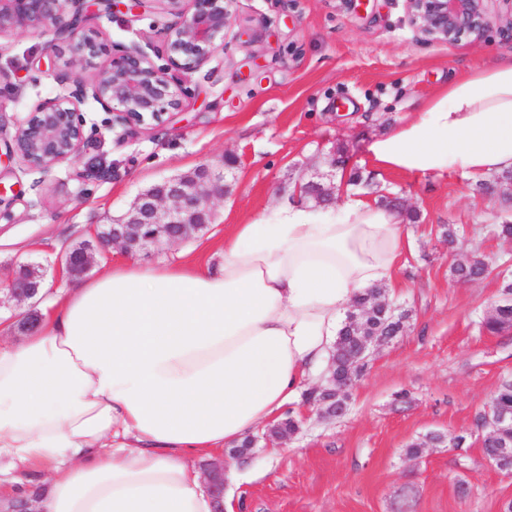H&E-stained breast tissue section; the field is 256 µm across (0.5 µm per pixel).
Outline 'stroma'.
<instances>
[{
  "mask_svg": "<svg viewBox=\"0 0 512 512\" xmlns=\"http://www.w3.org/2000/svg\"><path fill=\"white\" fill-rule=\"evenodd\" d=\"M156 10L101 19L111 52L143 48L166 64L165 27ZM58 45L53 27L0 40V128L12 133L61 86L38 70ZM512 59L497 28L454 45L429 42L409 27L404 0H235L223 51L191 73L173 71L183 109L159 127L112 130L113 114L83 108L86 143L50 171L19 159L0 162V277L20 262L55 259L121 218L143 190L203 164L224 169V198L198 237L137 255L157 264L210 258L230 225L271 212L314 172L361 175V197H402L409 234L405 261L387 298L408 314L403 333L375 350L350 389L348 410L331 418L296 401L290 440L259 441L237 459L242 481L226 483L224 512H503L512 474L483 454L475 420L502 380L512 378V329L491 335L483 322L512 281V185L479 189L478 178L386 172L370 143L390 132L448 82L478 66ZM452 224L466 251L491 274L453 279L441 227ZM466 434L463 447L433 443L417 459L405 450L426 435Z\"/></svg>",
  "mask_w": 512,
  "mask_h": 512,
  "instance_id": "1",
  "label": "stroma"
}]
</instances>
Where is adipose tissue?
Masks as SVG:
<instances>
[{
  "label": "adipose tissue",
  "mask_w": 512,
  "mask_h": 512,
  "mask_svg": "<svg viewBox=\"0 0 512 512\" xmlns=\"http://www.w3.org/2000/svg\"><path fill=\"white\" fill-rule=\"evenodd\" d=\"M384 170L512 169V59L449 82L375 139ZM397 210L346 193L232 225L223 260L118 263L50 298L0 348V505L39 512H215L191 461L239 445L318 383L356 297L392 285ZM44 479L28 487L23 470Z\"/></svg>",
  "instance_id": "ef3b65f1"
}]
</instances>
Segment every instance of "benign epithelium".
Instances as JSON below:
<instances>
[{
    "instance_id": "7a95c632",
    "label": "benign epithelium",
    "mask_w": 512,
    "mask_h": 512,
    "mask_svg": "<svg viewBox=\"0 0 512 512\" xmlns=\"http://www.w3.org/2000/svg\"><path fill=\"white\" fill-rule=\"evenodd\" d=\"M79 0H0V39L27 28L40 30L55 26L57 40L69 46L73 59L96 57L104 50L102 32L89 21L112 15L116 0H87L88 14L73 9ZM162 11L177 16L166 27V51L169 65L191 72L206 64L224 48L226 29L232 15L233 0H159ZM409 26L427 41L453 45L497 25L500 33L512 38V10L494 16L489 0H405ZM57 79L73 81L74 89L39 102L26 117L17 121L5 143L6 157L18 158L29 168L48 171L77 157L84 146L85 123L81 105L92 97L112 110L113 123L159 126L183 107L179 85L164 70L155 67L140 48L111 56L91 84L86 85L70 74ZM310 180L303 186L305 195L320 206L333 200L336 183ZM224 199V169L201 165L193 172L167 178L141 192L124 217L113 224L94 229L92 239L73 251H64L48 262L71 276H82L116 246L134 256L151 246L183 242L196 237L197 231L212 223L213 206ZM44 281L13 273L5 289L17 307L23 331L36 328L40 316L36 297ZM481 430L488 435L503 436L499 445L507 447L512 431V408L499 406L487 410ZM205 480L214 497L216 512H223L224 461L207 464Z\"/></svg>"
}]
</instances>
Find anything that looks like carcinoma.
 <instances>
[{"label": "carcinoma", "instance_id": "obj_1", "mask_svg": "<svg viewBox=\"0 0 512 512\" xmlns=\"http://www.w3.org/2000/svg\"><path fill=\"white\" fill-rule=\"evenodd\" d=\"M451 273L461 282H474L486 277L490 273V268L481 256L461 253L454 258ZM385 298L383 289H372L360 295L353 305V310L347 313L335 346L336 390H341L343 378L349 367V357L360 340H377L381 336L391 339L404 330L406 313H396L384 307ZM484 326L491 334L511 328L512 302L506 301L499 305L495 312L486 318ZM305 400L322 404L329 417H340L346 411V406L341 403L340 398L332 393L310 390L305 394ZM492 404L512 406V380L501 383L493 395ZM482 448L484 454L493 456L497 468L512 470V447L498 448L494 446V441L485 439L482 441Z\"/></svg>", "mask_w": 512, "mask_h": 512}]
</instances>
